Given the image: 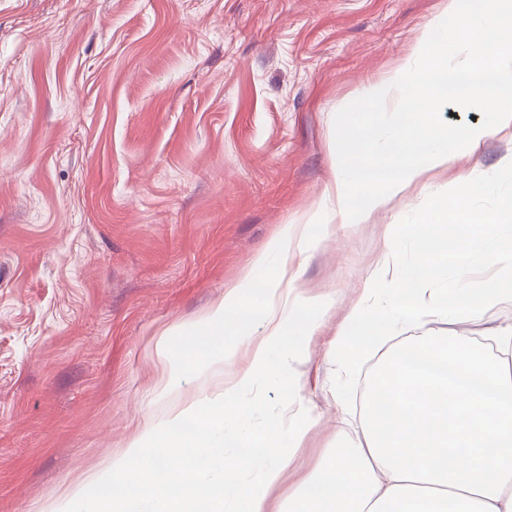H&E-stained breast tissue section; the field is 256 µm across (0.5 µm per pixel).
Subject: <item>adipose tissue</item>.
<instances>
[{"label":"adipose tissue","mask_w":512,"mask_h":512,"mask_svg":"<svg viewBox=\"0 0 512 512\" xmlns=\"http://www.w3.org/2000/svg\"><path fill=\"white\" fill-rule=\"evenodd\" d=\"M478 2L466 9L463 0H448L425 25L413 59L386 85L366 91L356 111L379 113L390 89H411L391 114L396 134L380 146L367 125L338 137L334 178L317 207L284 229L183 343L186 359L213 350L229 359L225 337L247 336L252 322H261L266 333L248 344L247 368L225 370L223 391L195 396L145 426L112 462L111 495L86 512H268L295 449L319 420L302 393L305 354L286 332L298 321L315 335L324 318L317 303L290 291L302 274L296 242L306 225L363 221L429 172L447 169L458 143L474 150L512 127V0ZM450 99L482 115L455 139L428 121ZM495 222L449 205L441 193L433 208L404 224L417 243L416 262L397 265L388 250L332 341L345 373L364 357H379L362 398L360 434L324 459L288 512H512V335L496 337L494 354L455 333L390 341L397 325L468 319L512 300L511 288L441 283L458 238L470 252L512 268V253L489 247ZM260 381L287 391L292 415L254 422L247 394ZM186 420L193 433H185Z\"/></svg>","instance_id":"obj_1"}]
</instances>
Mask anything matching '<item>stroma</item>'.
<instances>
[{
	"label": "stroma",
	"instance_id": "1",
	"mask_svg": "<svg viewBox=\"0 0 512 512\" xmlns=\"http://www.w3.org/2000/svg\"><path fill=\"white\" fill-rule=\"evenodd\" d=\"M446 0H0V512H64L149 423L224 382L189 333L320 199L363 89L393 72ZM465 174L497 212L512 195V127L460 149L429 188L362 223L311 226L297 293L327 308L301 384L319 416L269 500L288 498L355 434L360 375L331 341L402 222ZM444 279L512 286L459 245ZM512 302L409 325L482 341Z\"/></svg>",
	"mask_w": 512,
	"mask_h": 512
}]
</instances>
